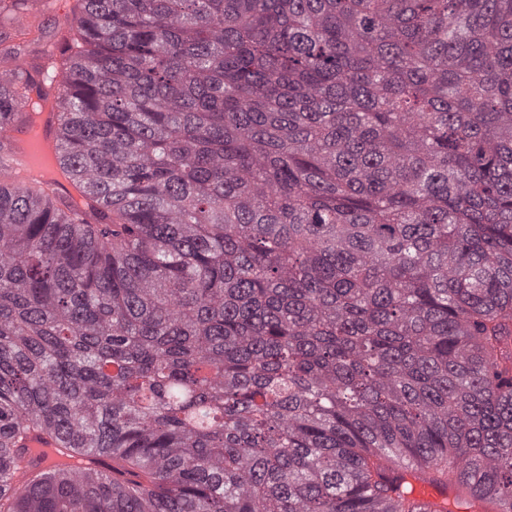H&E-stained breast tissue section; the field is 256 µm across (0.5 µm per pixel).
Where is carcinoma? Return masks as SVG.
<instances>
[{"label": "carcinoma", "instance_id": "cac0c4a2", "mask_svg": "<svg viewBox=\"0 0 512 512\" xmlns=\"http://www.w3.org/2000/svg\"><path fill=\"white\" fill-rule=\"evenodd\" d=\"M76 2L0 36L91 185L0 182V512H512V0ZM56 10L53 14H46L45 19L42 16L43 28L47 37L51 36L57 28L68 25L72 20V1L74 0H54ZM30 448H47L44 451H37L34 454V458L38 456H44V459L40 461L42 468L49 466L58 465L61 463H68L74 466L91 469H103L106 463H109V458L105 454H99L89 458H68L65 455H61L54 448H59L54 442H46L44 439H34L29 443ZM404 476L412 485V498L420 505L433 507L446 499L444 488L428 480L418 479L413 471H406Z\"/></svg>", "mask_w": 512, "mask_h": 512}]
</instances>
